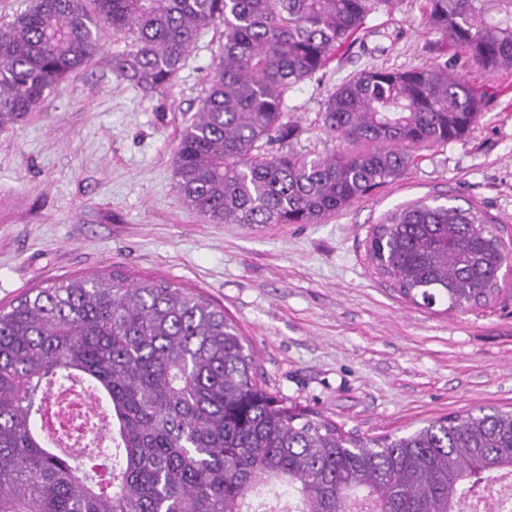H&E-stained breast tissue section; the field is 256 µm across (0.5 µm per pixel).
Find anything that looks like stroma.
Masks as SVG:
<instances>
[{
    "instance_id": "35a3bbf8",
    "label": "stroma",
    "mask_w": 512,
    "mask_h": 512,
    "mask_svg": "<svg viewBox=\"0 0 512 512\" xmlns=\"http://www.w3.org/2000/svg\"><path fill=\"white\" fill-rule=\"evenodd\" d=\"M223 31L205 29L173 87L147 96L108 65L127 38L103 30L97 56L38 111L0 124V306L70 278L162 279L223 306L268 391L342 430L400 435L482 407L511 410L512 287L485 307L422 308L375 273L366 239L420 198L470 202L512 236V72L474 69L425 28L420 0L370 15L357 40L289 91L287 119L301 133L283 151L334 153L327 98L372 67L447 63L483 92L479 122L321 223L211 224L180 200L174 162Z\"/></svg>"
}]
</instances>
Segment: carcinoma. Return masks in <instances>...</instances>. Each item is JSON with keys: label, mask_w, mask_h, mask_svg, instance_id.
Returning a JSON list of instances; mask_svg holds the SVG:
<instances>
[{"label": "carcinoma", "mask_w": 512, "mask_h": 512, "mask_svg": "<svg viewBox=\"0 0 512 512\" xmlns=\"http://www.w3.org/2000/svg\"><path fill=\"white\" fill-rule=\"evenodd\" d=\"M394 0H30L0 26V123L37 110L98 50L131 37L113 71L146 95L172 87L201 30L224 25L222 54L179 139L182 201L212 224H316L369 197L422 148L468 134L482 97L433 62L361 70L336 88L326 158L262 150L298 135L288 91L313 78L365 19ZM423 18L477 69L512 70V0H424ZM499 222L469 204L417 201L375 225L370 263L428 309L484 307L508 264ZM62 380L106 402L112 481L43 431ZM512 471V410L431 420L363 438L297 412L259 382L238 325L163 280L72 278L0 309V512H258L257 487L286 486L300 512H458Z\"/></svg>", "instance_id": "1"}]
</instances>
